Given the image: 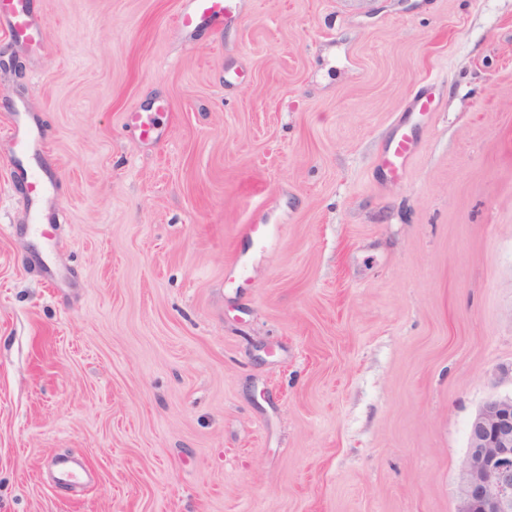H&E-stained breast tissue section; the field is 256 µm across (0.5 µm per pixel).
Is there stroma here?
Masks as SVG:
<instances>
[{"instance_id":"stroma-1","label":"stroma","mask_w":512,"mask_h":512,"mask_svg":"<svg viewBox=\"0 0 512 512\" xmlns=\"http://www.w3.org/2000/svg\"><path fill=\"white\" fill-rule=\"evenodd\" d=\"M239 2L30 0L40 52L0 26V512H454L512 395V0ZM235 0H191L192 8L179 14L178 25L183 29H195L201 24L218 25L234 15ZM159 112H166L164 104L157 106V112H129L127 115L128 124L139 130L142 139H151L157 128L156 115ZM12 135L17 143L20 155L35 154L44 149V139L39 130L35 131L26 123H18ZM414 150L415 142L410 130L405 125L398 124L379 156V166L387 174L397 177L406 167Z\"/></svg>"}]
</instances>
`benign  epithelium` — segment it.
Masks as SVG:
<instances>
[{"instance_id":"obj_1","label":"benign epithelium","mask_w":512,"mask_h":512,"mask_svg":"<svg viewBox=\"0 0 512 512\" xmlns=\"http://www.w3.org/2000/svg\"><path fill=\"white\" fill-rule=\"evenodd\" d=\"M455 512H512V396L486 401L471 419Z\"/></svg>"}]
</instances>
